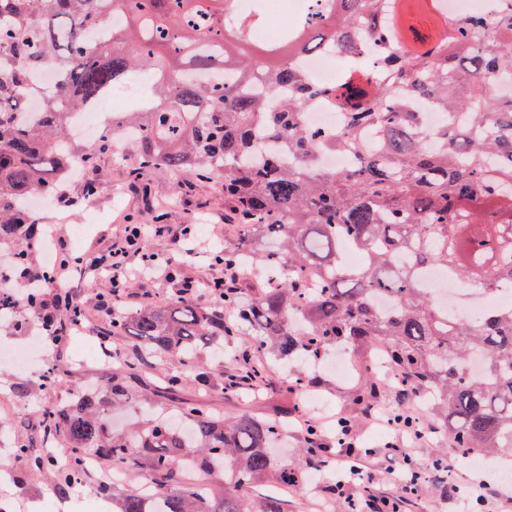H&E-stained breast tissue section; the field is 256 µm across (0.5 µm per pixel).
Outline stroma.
Returning <instances> with one entry per match:
<instances>
[{"label": "stroma", "mask_w": 512, "mask_h": 512, "mask_svg": "<svg viewBox=\"0 0 512 512\" xmlns=\"http://www.w3.org/2000/svg\"><path fill=\"white\" fill-rule=\"evenodd\" d=\"M71 194L74 203L64 207L52 205L47 220L55 224L53 248L59 259L68 264L62 290L72 295L82 313L81 333L64 339L60 344L42 343L41 353L52 364L70 368L67 382L49 387L43 385L38 372L15 373L0 368V429L8 436L7 444L0 445V460L10 458L12 445L27 443L32 452L53 458V465L37 475L31 474L22 464L13 465L8 475H0V512H41L42 498L56 495L57 485L53 479L56 465L62 464L66 456V443L62 437L47 438L40 430L39 411L45 406H60L74 397H88L104 382L107 376L121 371L122 356L127 349L122 341L112 344L116 355L110 362H88L84 366H72L71 359L76 349L84 343L96 342L104 335L112 322L111 313L102 309L97 300L98 293L109 291L108 278L96 275L91 269L95 256L107 253L120 243L123 229L128 224L148 225L150 233L145 243L148 253L154 257L152 266H144L139 258L129 260L130 280L123 303L135 308L145 302L160 303L177 294L180 283L168 279L163 259L171 245L172 229L192 224L197 216H204L210 229L209 236L193 232L182 244L194 252L182 267L183 276L193 278L197 289L194 293L200 302H208L207 287L221 271L212 256L214 253L233 249L237 234L232 225L224 221V185L216 179H204L196 173H188L180 179L153 175L137 168L134 160L124 162L106 152L96 156L82 176L73 183ZM111 214L110 222L92 226V232L84 247H76L71 237L74 225L88 222L90 211ZM226 351L237 355L252 354L255 362L265 364L266 383L256 390L243 389L230 392L224 387L220 375L227 369L228 360L205 351L199 356L203 371L210 373L211 381L202 386L196 382L183 384L178 390L167 394L157 393L155 379L151 373L140 374L139 402L118 414L112 425L114 432L123 433L144 417V408H151L154 415H168L177 401L188 400L202 405L215 414L227 417L243 412L265 415L280 406L294 407L296 414L323 424L328 438L336 436V419L344 416L351 420L356 444L364 450L366 472L375 474V489L385 494H394L395 481L378 476L380 457L387 440L376 425L370 424L355 405L356 396L365 387L364 375H354L350 382H341L334 371L335 361L348 357L351 364L364 365L370 349L354 346L348 349L334 348L328 351V364L322 368H310L307 394L287 393L288 367L258 353L249 330H240L237 336L225 341ZM23 381L29 385L26 399L13 396L10 386ZM322 397L325 407L320 411L309 410L307 395ZM413 463L418 467H429L439 459H450L456 473L480 475L483 483L494 490H507L497 469L483 462L458 455L451 447L446 435H434L429 442L413 449ZM343 467L332 464L327 468L322 481L304 479L292 489L288 497L289 512H317L324 504H332L335 512H345L343 498L327 492V485L342 479ZM447 474L432 477L425 489L414 497L409 512H470L471 505L465 500H448Z\"/></svg>", "instance_id": "obj_1"}]
</instances>
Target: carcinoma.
Listing matches in <instances>:
<instances>
[{
  "mask_svg": "<svg viewBox=\"0 0 512 512\" xmlns=\"http://www.w3.org/2000/svg\"><path fill=\"white\" fill-rule=\"evenodd\" d=\"M400 1L398 16L387 0H321L317 19H299L268 43L257 37L261 0L243 14L231 0H0V247L12 253L0 266V326L25 329L50 292L40 283L51 273L31 262L39 223L25 201L32 194L68 200L61 148L78 151L68 114L148 70L157 76L151 105L113 117L99 149L138 127L139 169L171 177L196 169L223 181L240 237L228 261L265 287L253 300L244 288L214 287L208 305L180 295L118 307L103 339L134 348L126 368L164 372L161 392L188 380L204 384L200 351L243 326L264 355L285 364L378 340L389 369L432 393L436 430L455 448H512V304L480 324L455 321L423 282L428 268L439 267L464 285L512 283V94L493 91L496 77L512 76V2L501 3L491 22L458 21L449 37L423 16L422 0H392ZM111 15L122 17L120 28L88 50ZM372 44L385 45L382 84L366 58ZM325 45L358 61L348 73L356 84L332 91L347 115L334 139L304 124L316 87L296 65ZM45 65L58 70L59 83L31 122L30 83ZM216 70L235 79H194ZM416 99L465 112L469 122L444 124L434 146H420L425 125ZM259 140L268 154L256 152ZM324 150L348 152L355 162L323 169ZM345 245L365 254L361 268L343 266ZM473 355L483 360L480 376L466 373ZM173 361L183 369L173 370ZM137 397L132 377L113 374L98 394L40 411L44 434L69 442L57 483L79 482L95 456L143 472L155 487L157 498L146 501L137 490L104 484L101 495L115 512H288L276 495L242 493L262 480L290 485L314 459L309 447L294 463L273 457L288 415L226 420L181 400L175 412L191 439L164 419L113 435L112 411ZM187 453L200 472L224 465V486L183 483ZM14 456L30 471L44 469L26 444H15Z\"/></svg>",
  "mask_w": 512,
  "mask_h": 512,
  "instance_id": "carcinoma-1",
  "label": "carcinoma"
}]
</instances>
